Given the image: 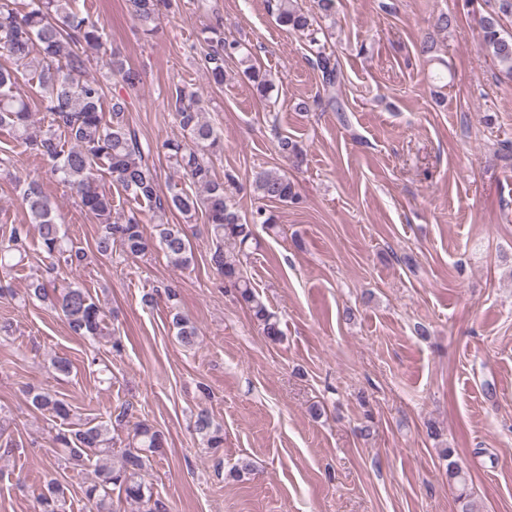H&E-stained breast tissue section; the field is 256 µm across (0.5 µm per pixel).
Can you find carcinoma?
Wrapping results in <instances>:
<instances>
[{
	"label": "carcinoma",
	"instance_id": "carcinoma-1",
	"mask_svg": "<svg viewBox=\"0 0 512 512\" xmlns=\"http://www.w3.org/2000/svg\"><path fill=\"white\" fill-rule=\"evenodd\" d=\"M164 6L166 0H128L131 17L148 31L159 20ZM275 8L281 25L309 36L311 45L315 46V65L323 84L328 88L337 86L340 78L336 58L319 45L317 34L321 27L317 26L316 18L304 13L296 0H276ZM503 15H512V0H499V11L481 17L482 47L512 74V35L502 33ZM103 48L104 28L90 17L73 11L72 0H32L24 13L15 7L14 0H0V52L13 61L11 67L0 66V128L10 131L20 145L46 160L50 172L74 192L82 209L96 219L95 247L101 256L111 255L116 245L128 255H143L149 250L151 239L144 236L134 215L122 223L112 220V196L97 184L98 165L106 167L113 182L133 199L149 204L157 220L159 246L177 267H190L194 259L192 247L182 226L168 224L164 218L173 209L187 219L198 209H204L216 241L210 258L212 266L235 290L238 300L261 326L263 335L273 343L280 341L282 331L277 316L240 272L241 258L248 255L254 240L252 225L262 224L269 229L276 224L274 215L259 207L247 220L234 208L228 196V184L234 178L230 175L224 180L216 178L205 159L206 152L218 146L219 137L203 120L198 92L189 85L176 88L174 114L180 136L166 140L162 149L203 196L161 194L153 172L144 162L143 150L125 122V101L112 100L110 113H104V86L86 75L90 57ZM242 54L244 46L239 41L219 37L202 59L208 81L224 84V62ZM27 71L38 77L41 108L49 116L44 129L31 123L29 103L14 93L19 76ZM110 73L121 75L130 85L139 79L138 73L125 68L116 56L111 59ZM244 75L256 85L261 96H267V80L254 65H248ZM278 151L296 167L304 161L303 149L286 135L278 137ZM9 163L10 159L0 158L3 172L22 186V202L29 223L14 225L7 242L0 244V272L5 274L14 268L12 261L21 253L31 224L35 225L41 246L50 259V270L57 269L61 263L70 268L81 266L86 253L62 229L50 198L37 182L24 178L18 171L10 172ZM252 186L262 200L288 202L296 197L293 182L275 172L256 173ZM226 241L238 245L237 253L224 252ZM28 296L60 310L77 336L96 339L108 335L101 306L87 289L76 283L59 288L52 282L36 280L30 284ZM172 325L184 345H194L197 337L194 323L177 312L173 314ZM28 395L34 410L63 421L71 419L70 405L56 393L33 387ZM131 418L132 410L127 405L112 420L89 421L76 429H59L50 435V457L76 465L92 455L97 457L95 478L84 491L89 512H119L114 504L116 499L146 506L147 512H159V504H151L153 492L142 473L150 460L162 453L166 439L161 431L142 421L133 422ZM116 425L128 428L132 448L114 463L110 457L112 429ZM194 428L208 447L218 448L223 444L224 435L207 410L197 412ZM453 456L454 449H444L448 482L459 485L457 499L463 500L467 497L466 478ZM54 474L55 469H48L44 489L37 498L39 512H66L64 486Z\"/></svg>",
	"mask_w": 512,
	"mask_h": 512
}]
</instances>
